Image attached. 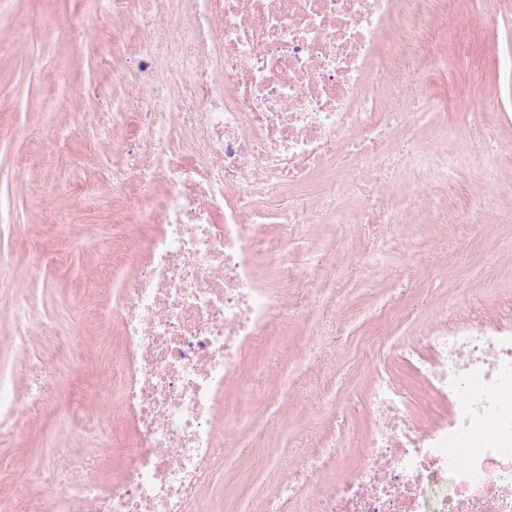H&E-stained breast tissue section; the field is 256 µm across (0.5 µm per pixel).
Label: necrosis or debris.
Returning <instances> with one entry per match:
<instances>
[{
  "instance_id": "1",
  "label": "necrosis or debris",
  "mask_w": 512,
  "mask_h": 512,
  "mask_svg": "<svg viewBox=\"0 0 512 512\" xmlns=\"http://www.w3.org/2000/svg\"><path fill=\"white\" fill-rule=\"evenodd\" d=\"M433 0H86L65 25L98 18L133 60L129 111L113 154L115 213L128 241L112 258V321L120 329L108 387L86 426L101 444L62 449L33 479L60 512H212L225 454L224 392L249 373L246 348L286 324L307 297L283 261L306 224H402L390 207L397 171L424 175L414 201L459 166L457 136L442 125L426 145L407 135L431 95ZM322 178L315 197L280 194ZM442 414L421 422L386 374L372 380L366 463L321 480L335 441L311 449L296 485L262 512H286L308 493L312 512H512V321L459 319L410 358ZM16 396L0 379V411L41 412L61 385L52 364L29 365ZM124 435L114 439V424ZM111 481L100 472L112 459Z\"/></svg>"
}]
</instances>
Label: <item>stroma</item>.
Masks as SVG:
<instances>
[{
    "label": "stroma",
    "mask_w": 512,
    "mask_h": 512,
    "mask_svg": "<svg viewBox=\"0 0 512 512\" xmlns=\"http://www.w3.org/2000/svg\"><path fill=\"white\" fill-rule=\"evenodd\" d=\"M79 0H0V200L11 220L0 223V257L9 267L0 276V372L16 394L27 389L28 365L54 360L62 377L57 398L95 410L94 387L103 385L119 336L116 326L88 313L112 302L111 281L101 276L113 252L125 246V228L112 215V148L120 142L107 129L112 101L129 97V64L112 56L97 26L74 37L60 32L48 41L44 30L79 9ZM491 0H448L454 22L441 32L435 50L442 63L435 93L460 101L489 91L497 105L485 112L508 150L483 153L482 130L464 113L439 111L425 102L409 133L430 140L440 122L460 127L449 152L466 151L469 166L437 189L455 221L438 224L418 207L405 224H310L309 250L336 251L334 277L313 288V303L298 302L287 335L271 332L245 354L259 375L245 378L224 395V410L237 414L224 436V450L240 454V471L217 475L207 489L216 512H234L239 498L274 495L293 478L308 449L335 438L336 462L352 467L363 460L371 426L369 390L379 373L392 375L422 405L431 396L406 364V350L443 321L483 319L494 307L512 320V72L501 57L512 56V12L487 24ZM24 26H17V19ZM97 165H88V156ZM499 175L498 197L487 199L479 223L467 221L479 177ZM96 183L97 196L82 199L77 184ZM380 248L385 263L361 264ZM47 331L37 346H17L18 312ZM72 348L60 353L61 344ZM81 371H73L72 362ZM97 437L63 425L55 406L39 416L0 419V471L14 476L16 495L53 498L28 472L61 448L85 452Z\"/></svg>",
    "instance_id": "obj_1"
}]
</instances>
